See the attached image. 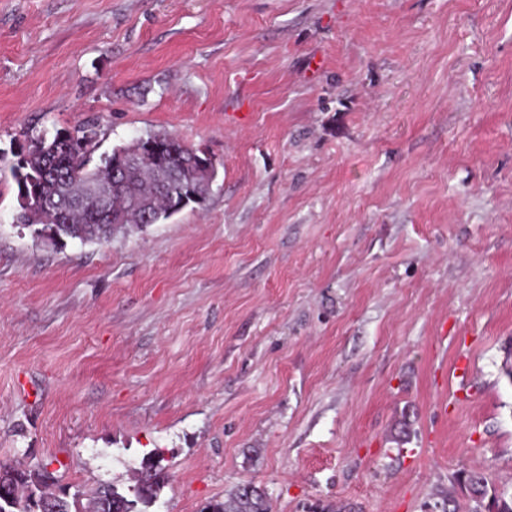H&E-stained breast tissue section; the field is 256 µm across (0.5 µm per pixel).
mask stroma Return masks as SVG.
Masks as SVG:
<instances>
[{
	"label": "stroma",
	"instance_id": "stroma-1",
	"mask_svg": "<svg viewBox=\"0 0 512 512\" xmlns=\"http://www.w3.org/2000/svg\"><path fill=\"white\" fill-rule=\"evenodd\" d=\"M205 149L202 206L15 221L22 132ZM512 0H0V464L199 512L512 483ZM250 483L238 485L230 491L223 501L215 500L208 504V512H271V505L256 487Z\"/></svg>",
	"mask_w": 512,
	"mask_h": 512
}]
</instances>
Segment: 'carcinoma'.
<instances>
[{"instance_id":"obj_1","label":"carcinoma","mask_w":512,"mask_h":512,"mask_svg":"<svg viewBox=\"0 0 512 512\" xmlns=\"http://www.w3.org/2000/svg\"><path fill=\"white\" fill-rule=\"evenodd\" d=\"M74 133L83 141L80 151L74 153L69 142L62 139V131L52 135L45 133L25 135L27 167L18 171L11 167L16 188L22 185L38 186L42 193L51 196L61 191L59 185L46 178L48 167L60 171L74 172L66 191L73 195L85 193L88 185L104 182L112 177V154H94L100 145V129L95 122L86 123ZM168 164L177 169H186L193 157V148L177 139L166 151ZM183 186L169 182L150 166L127 170L121 181H112V210H101L93 205L82 209L64 210L58 216L45 213L28 222L23 214L24 205H19L21 224L41 238L57 230L59 242L78 241L82 244L99 243L113 234L131 226L142 227L156 224L172 216V208L180 198ZM469 487L471 505L468 512H512V489L489 485L484 470L473 467L463 475ZM166 483L164 468L153 456L143 459L140 474L125 492L113 484L102 485L90 495L87 506H81L83 493L69 494L66 489L56 487L54 473L48 464L35 466H12L0 464V512H41L45 501L54 502L59 512H144L158 497ZM209 512H271V505L264 493L243 483L230 491L224 500L208 504Z\"/></svg>"}]
</instances>
